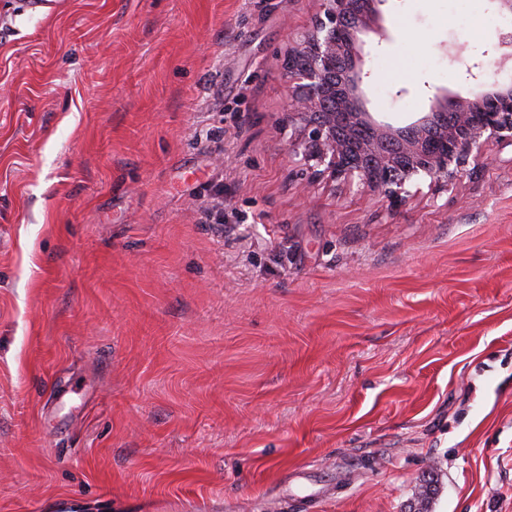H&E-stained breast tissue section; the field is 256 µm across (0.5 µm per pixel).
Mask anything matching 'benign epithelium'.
Masks as SVG:
<instances>
[{"mask_svg":"<svg viewBox=\"0 0 512 512\" xmlns=\"http://www.w3.org/2000/svg\"><path fill=\"white\" fill-rule=\"evenodd\" d=\"M307 30L291 35L284 59L288 124L299 129L292 161L332 181L370 191L391 210L421 184L446 192L498 160L489 147H512V81L500 74L512 63V32L502 34L464 66V94L437 88L429 109L405 127L377 121L366 105L365 38L390 39L387 0H317Z\"/></svg>","mask_w":512,"mask_h":512,"instance_id":"obj_1","label":"benign epithelium"}]
</instances>
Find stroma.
<instances>
[{"label":"stroma","instance_id":"1","mask_svg":"<svg viewBox=\"0 0 512 512\" xmlns=\"http://www.w3.org/2000/svg\"><path fill=\"white\" fill-rule=\"evenodd\" d=\"M316 11L0 0V512H512V151L393 210L293 169ZM501 20L388 0L370 110Z\"/></svg>","mask_w":512,"mask_h":512}]
</instances>
